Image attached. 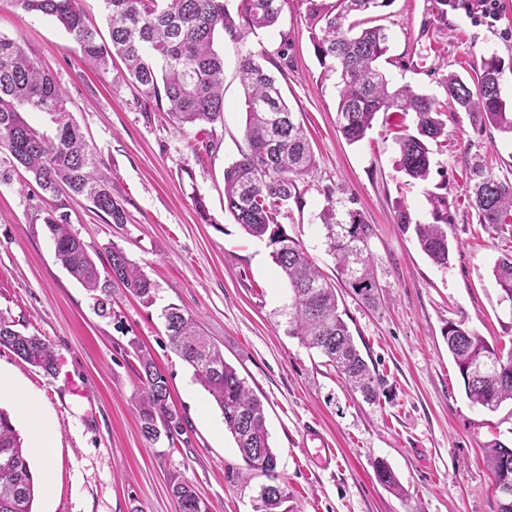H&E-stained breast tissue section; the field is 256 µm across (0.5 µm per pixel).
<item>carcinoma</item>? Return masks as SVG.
I'll use <instances>...</instances> for the list:
<instances>
[{
    "instance_id": "carcinoma-1",
    "label": "carcinoma",
    "mask_w": 512,
    "mask_h": 512,
    "mask_svg": "<svg viewBox=\"0 0 512 512\" xmlns=\"http://www.w3.org/2000/svg\"><path fill=\"white\" fill-rule=\"evenodd\" d=\"M25 11L55 20L70 36L81 58L104 71L113 57L121 58L132 85L145 104L162 110L181 125L200 126L224 121V55L215 49V36L226 34L240 41L244 34L277 25L282 0H102L110 41L90 27L77 0H15ZM391 0H306L311 41L326 71L338 76L339 129L350 144L362 141L380 112L415 114V131L404 127L397 137L401 171L425 181L430 174L429 142L448 137L441 116L450 107L469 112L474 125L493 126L512 134V116L501 96V60L481 59L480 69L467 82L455 74L442 79L446 98L414 90L409 85L389 87L381 59L389 50L390 34L373 24L371 14ZM266 54L249 52L238 59V73L246 113L245 147L240 158L224 170V206L244 232L274 246L273 262L291 292L290 334L309 349L325 356L345 381L366 400L377 397L378 382L354 343L348 324L338 312L336 284L316 266L300 241L288 236L282 219L288 205L302 197L300 185L316 168V159L303 124L288 106L275 74L265 67ZM29 112L51 116L55 132L49 135L32 126ZM106 165L86 144L69 118L64 93L52 75L24 46L0 37V182L24 171L43 194L84 199L123 224L126 212L112 197ZM479 223L497 230L512 224V180L500 178L483 162L470 167L467 186ZM432 222L412 223L404 209L397 224L404 232L414 228L423 252L431 261L448 266V200L431 199ZM61 202L45 211L55 242V256L84 288L96 293V304L107 314L110 283L148 301L154 284L126 253L108 248V278L100 273L84 242L69 228ZM338 275L345 287L364 303L377 298L376 278L365 255L370 225L355 210L338 218L329 203L320 215ZM493 275L504 296L512 301V255L499 258ZM165 328L172 349L194 370L224 417L248 475L266 477L267 491L254 499V512H279L288 493L278 483L277 456L269 444L264 404L223 352L200 331L193 316L171 306L165 310ZM463 380L465 394L475 405L491 411L512 401V367L486 376L470 375L469 366L490 351L485 339L462 323H448L445 333ZM0 347L24 363L51 375L56 370L52 346L41 337L16 329L14 320L0 314ZM139 417L145 437L169 440L183 432L182 416L170 402L164 375L150 354L138 355ZM484 461L493 475V488L503 470L512 473V448L495 441L484 449ZM374 471L385 486L396 490L394 472L383 460ZM39 483L27 459L24 440L9 413L0 409V512H36ZM179 512H209L195 486L181 480L171 486Z\"/></svg>"
}]
</instances>
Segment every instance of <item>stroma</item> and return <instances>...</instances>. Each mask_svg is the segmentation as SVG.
I'll return each instance as SVG.
<instances>
[{
  "instance_id": "35a3bbf8",
  "label": "stroma",
  "mask_w": 512,
  "mask_h": 512,
  "mask_svg": "<svg viewBox=\"0 0 512 512\" xmlns=\"http://www.w3.org/2000/svg\"><path fill=\"white\" fill-rule=\"evenodd\" d=\"M433 2L392 0L378 13L391 35L384 70L392 85L440 98L443 76H473L481 56L493 54L504 66L502 95L512 108V0H498L495 18L476 21L452 9L443 23L432 18ZM0 36L20 41L52 74L126 211L125 223L112 224L88 201H68L71 230L99 271H107V249L115 245L155 286L149 302L114 286L112 313L100 316L55 258L43 221L49 200L20 182H0V312L58 356L48 375L0 348V366L42 405L57 443L37 512H178L170 486L183 479L211 512H253L265 479L240 480L245 463L220 410L169 345L162 311L170 305L197 318L262 400L288 490L285 512H495L482 450L494 440L512 446V404L494 412L471 404L444 334L461 322L512 351V302L492 274L496 260L512 252V225L500 231L479 223L466 192L478 156L512 180L511 135L478 129L468 112L449 109L448 138L432 145L425 181L400 171L389 115L378 114L366 137L348 144L337 128L336 77L314 53L305 0H285L275 28L239 43L219 38L224 119L203 132L213 143L208 151L198 146V128L145 109L121 61L104 73L89 68L50 19L0 0ZM285 40L283 92L303 118L317 168L283 224L331 277L336 260L320 220L329 199H338L340 212H360L371 227L366 253L378 300L368 305L346 290L339 308L382 380L372 403L290 336V292L271 245L247 236L224 208V170L239 157L246 119L237 59L249 51L276 57ZM443 190L452 252L440 267L413 233L399 229L396 215L403 208L412 221L431 222L428 198ZM198 196L207 217L195 209ZM143 351L183 416L185 430L175 440L141 432L136 373ZM313 427L336 450L328 465L307 455L316 446L308 436ZM378 459L395 472L400 491L378 481Z\"/></svg>"
}]
</instances>
